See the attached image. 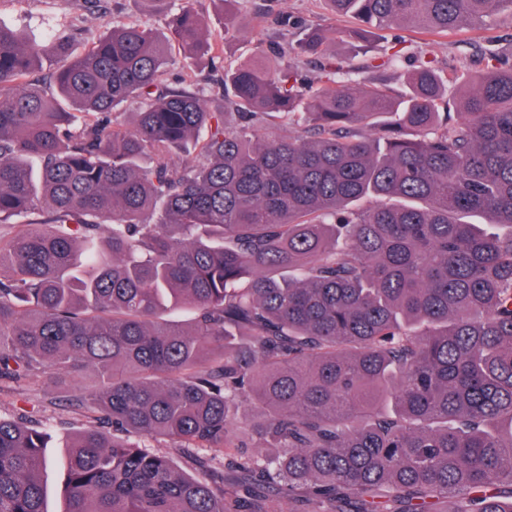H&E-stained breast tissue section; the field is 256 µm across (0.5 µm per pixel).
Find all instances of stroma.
Returning a JSON list of instances; mask_svg holds the SVG:
<instances>
[{
	"mask_svg": "<svg viewBox=\"0 0 512 512\" xmlns=\"http://www.w3.org/2000/svg\"><path fill=\"white\" fill-rule=\"evenodd\" d=\"M178 4L179 0H166L162 5L153 0H108V15L98 17L87 11L84 0H0V23L20 29L26 39L38 43L67 35L80 49L109 31L116 20L161 28L164 12L175 10ZM267 4L273 11L288 12L304 23H317L326 16L320 0H239L234 6L236 36L227 41L218 58L190 61L179 57L174 72L192 77L204 92H211L225 66L247 61L253 44L264 37L268 24L260 20L258 12ZM423 50L447 80L449 95H456L459 83L479 77L490 58L512 64V12L502 11L485 27L465 29L445 38L427 37L411 28L378 29L362 47L367 57L378 61L402 52L407 68ZM74 391V386L57 377L21 386L0 379V418L40 426L55 436L48 450L54 464L42 476L48 512H63L65 508V438L82 427L88 414L87 409L71 405Z\"/></svg>",
	"mask_w": 512,
	"mask_h": 512,
	"instance_id": "obj_1",
	"label": "stroma"
}]
</instances>
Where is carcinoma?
<instances>
[{
  "label": "carcinoma",
  "instance_id": "carcinoma-1",
  "mask_svg": "<svg viewBox=\"0 0 512 512\" xmlns=\"http://www.w3.org/2000/svg\"><path fill=\"white\" fill-rule=\"evenodd\" d=\"M195 2L79 53L0 24V376L98 379L75 398L97 416L66 445L65 512H512V67L490 65L453 121L431 62L393 97L357 77L398 53L330 54L393 24L475 28L512 0H324L294 44L299 22L267 8L278 36L224 70L213 108L168 79L173 48L235 36ZM243 405L279 455L246 451ZM51 438L0 419V512H47Z\"/></svg>",
  "mask_w": 512,
  "mask_h": 512
}]
</instances>
